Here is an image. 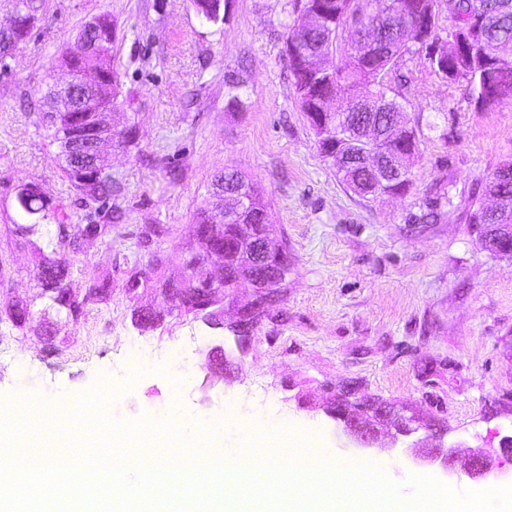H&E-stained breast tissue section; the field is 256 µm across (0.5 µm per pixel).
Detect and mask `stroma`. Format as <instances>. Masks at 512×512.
<instances>
[{"instance_id": "35a3bbf8", "label": "stroma", "mask_w": 512, "mask_h": 512, "mask_svg": "<svg viewBox=\"0 0 512 512\" xmlns=\"http://www.w3.org/2000/svg\"><path fill=\"white\" fill-rule=\"evenodd\" d=\"M302 4L233 0L215 25L190 0H47L28 43L0 64V301L44 306L33 278L41 257L8 234L30 221L16 201L28 183L69 215L72 290L107 277L112 297L59 320L52 352L37 338L39 320L24 331L0 322V406L25 392L65 407L122 384L106 412L117 425L209 424L241 457L251 432L301 435L312 441L308 461L371 460L400 484L421 471L405 449L352 447L324 413L298 408L295 393L319 400L350 384L446 418L452 444L495 448L512 434V415H487L512 404V261L485 251L466 220L472 189L512 157V100L474 109L465 86L440 79L411 46L398 89L421 140L413 185L400 197L359 198L320 153L296 99L285 37ZM103 14L118 25L114 65L131 94L113 122L136 126L137 137L104 145L112 197L101 204L63 173L40 97L52 63ZM227 167L264 189L291 263L283 297L243 351L228 330L171 314L170 299L148 291L135 302L123 288L153 252L177 272V247L192 239L211 178ZM434 208L442 217L431 224ZM91 221L105 232L82 237ZM139 302L167 311L164 325L137 329ZM217 345L238 365L232 383L205 367Z\"/></svg>"}]
</instances>
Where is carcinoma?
I'll return each instance as SVG.
<instances>
[{
	"mask_svg": "<svg viewBox=\"0 0 512 512\" xmlns=\"http://www.w3.org/2000/svg\"><path fill=\"white\" fill-rule=\"evenodd\" d=\"M219 0H191L198 13H204L213 18V23L224 22L228 15L222 9H217ZM377 0H305L303 12L314 7L326 9L327 15L323 28L304 32V40L299 44L298 51L306 56L317 53L325 55L336 52L341 55L343 63L333 69L335 77L324 76L313 82L304 78L297 70L292 71L295 92L299 99L301 110L311 112L317 97L330 90H342L345 97L337 107L339 115L347 117L362 106V97L355 95L359 87H364L375 99L377 107L371 113H395L404 115L403 105L397 101L398 93L391 86L392 73L397 60L408 51L406 43L399 42L394 36L389 40L391 53L386 56H375L369 50L360 48L354 52L350 42L343 38L346 28H364L369 23L373 6ZM493 12L486 14L478 7L477 0H456L451 24L444 27L434 24V30L429 42L423 44L427 51L430 68L441 78L450 83H463L468 90V100L482 109L489 105V99L501 103L512 100V0H491ZM477 18L484 19L483 42L473 41L466 45L465 51H460L459 38L470 22ZM103 33L96 48L86 50L83 36H78L74 46L61 55L54 71L68 72L72 75L83 70L95 69L105 75V79L97 84L96 95L98 102L105 110L114 108L121 94L120 80L117 70L112 65V48L117 41V24L109 15L102 16ZM42 106L49 109L47 128L51 136L59 144L61 156H66L70 143L71 123L73 116L72 102L59 97L53 88H48L43 95ZM399 150L409 153L408 162H413L419 153V139L416 130L407 128L403 146ZM64 172L69 176L74 188L86 201L98 202L112 195L111 185L106 180L95 179L73 173L69 166H64ZM233 174L246 181L250 188L248 213L244 219L246 224L270 223L269 204L263 188L249 176L235 170ZM345 188L352 194L370 199L382 195V191L356 185L347 176H339ZM491 192L512 195V177H505L497 182L492 181V175L474 188L468 209L469 223H474L482 207L477 205L478 197ZM27 209L32 213L35 222L31 224H15L9 228L12 236L23 238L42 254L44 263L49 271L35 274L37 287L41 288L38 297L47 300L44 308L37 310L43 317L52 309L59 308V302L69 295V282L72 275V263L66 253L63 243V225H57L59 231L55 236L48 237L46 246L42 247L34 236L42 233L38 219L45 217L50 209L49 202L35 190L26 201ZM196 223L205 225V232L199 238L186 246L179 247L180 259L184 264H194L201 260L211 241L224 237L233 238L240 231L237 225H230L217 218L211 217L210 201L200 206L196 212ZM163 266L162 260L156 259L146 270L132 273L124 284V288H157L176 282L178 288H193L192 278L173 276L171 278L159 272ZM239 268L236 267V257L228 256L226 272L222 287L225 293L235 288ZM286 285H266L263 292L258 293L261 304L259 317L277 301L279 294Z\"/></svg>",
	"mask_w": 512,
	"mask_h": 512,
	"instance_id": "cac0c4a2",
	"label": "carcinoma"
}]
</instances>
